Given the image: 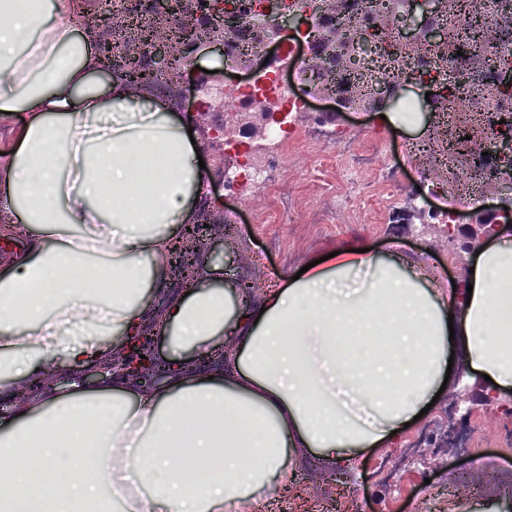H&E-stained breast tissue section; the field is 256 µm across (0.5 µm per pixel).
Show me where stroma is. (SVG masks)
I'll list each match as a JSON object with an SVG mask.
<instances>
[{"mask_svg": "<svg viewBox=\"0 0 512 512\" xmlns=\"http://www.w3.org/2000/svg\"><path fill=\"white\" fill-rule=\"evenodd\" d=\"M218 67L217 54L196 56L190 80L198 88L178 107L180 117L205 111L210 120H223L222 111L206 109L207 102L224 96L226 78ZM425 93L416 85L402 96L416 109L410 125L380 123L373 112L335 113L334 127L345 136L341 146L315 139L317 118L327 105L308 100L294 113L287 139L256 153L263 162L278 159L276 184L242 178L230 194L217 176L224 166L220 147L193 130L210 184V195L196 212L214 220L216 237L212 248L201 251L202 268L224 280L255 282L257 306L275 278L295 274L344 244L362 242L422 264L439 286L465 283L474 259L449 253L442 225L402 220L411 206L427 200L441 211L451 206L465 215L473 212L453 187L432 196L418 188L419 165L443 172L440 155L418 162L409 151L410 144L441 135ZM232 213L238 223L225 225ZM454 351L445 390L395 443L359 453L342 485L331 478L326 459L299 450L287 489L273 491L258 512H512V418L486 404L478 385H462L469 372L467 351L460 344ZM462 391L470 398L467 423L478 430L475 446L440 456L414 447L419 437L440 438L448 409Z\"/></svg>", "mask_w": 512, "mask_h": 512, "instance_id": "1", "label": "stroma"}]
</instances>
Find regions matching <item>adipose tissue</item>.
I'll use <instances>...</instances> for the list:
<instances>
[{
	"label": "adipose tissue",
	"instance_id": "1",
	"mask_svg": "<svg viewBox=\"0 0 512 512\" xmlns=\"http://www.w3.org/2000/svg\"><path fill=\"white\" fill-rule=\"evenodd\" d=\"M86 0H0V512H255L306 448L348 468L395 442L438 392L465 336L474 375L512 388V248L492 230L471 296L396 254L341 246L253 306L199 278L162 337L195 353L159 386L83 371L144 326L170 251L207 193L168 101L105 75ZM66 370L19 404L16 387ZM91 450L83 465L72 457Z\"/></svg>",
	"mask_w": 512,
	"mask_h": 512
}]
</instances>
